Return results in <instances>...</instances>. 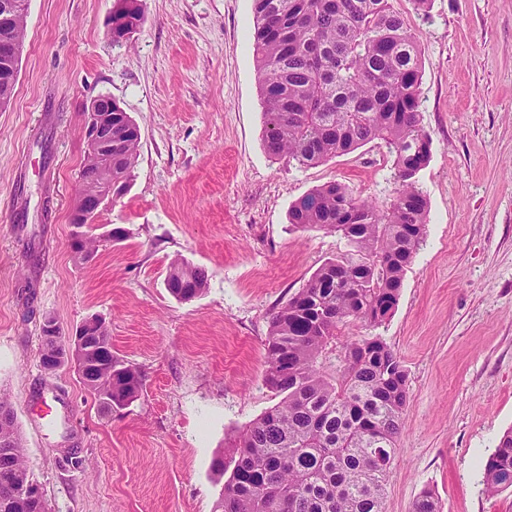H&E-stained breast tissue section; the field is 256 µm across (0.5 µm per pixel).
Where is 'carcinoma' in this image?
I'll use <instances>...</instances> for the list:
<instances>
[{
	"instance_id": "cac0c4a2",
	"label": "carcinoma",
	"mask_w": 512,
	"mask_h": 512,
	"mask_svg": "<svg viewBox=\"0 0 512 512\" xmlns=\"http://www.w3.org/2000/svg\"><path fill=\"white\" fill-rule=\"evenodd\" d=\"M9 38L25 41L26 0H18ZM253 37L264 109V149L300 168L378 141L392 157L395 189L384 205L331 181L289 209L295 229L318 228L343 240L273 315L264 382L279 402L214 460L227 474L215 512H383L408 401L401 357L379 336L351 338L393 313L404 276L426 233L428 199L417 176L430 158L420 121V50L388 0H253ZM143 19L141 0H120L112 43ZM140 146L127 113L112 104V186L125 191ZM80 175L100 185L106 172L86 153ZM206 270L169 267L165 285L180 301L205 288ZM109 332L74 347L81 382L103 414L137 399L142 372L118 357L106 362ZM0 504L35 484L8 398L0 396ZM486 489L512 488V429L483 465ZM411 512H440L430 491Z\"/></svg>"
}]
</instances>
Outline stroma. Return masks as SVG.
I'll use <instances>...</instances> for the list:
<instances>
[{
  "label": "stroma",
  "instance_id": "35a3bbf8",
  "mask_svg": "<svg viewBox=\"0 0 512 512\" xmlns=\"http://www.w3.org/2000/svg\"><path fill=\"white\" fill-rule=\"evenodd\" d=\"M389 3L421 50L431 154L418 175L426 236L376 330L409 391L384 512H411L426 489L441 512H512V489L482 482L512 428V0H432L425 14L413 0ZM116 5L29 2L0 111V393L49 512H214L224 487L214 459L277 402L264 383L270 318L341 246L337 234L294 229L291 204L330 181L388 202L392 161L375 142L307 169L265 153L253 0H142L121 45L109 33ZM99 95L141 139L127 191L99 218L100 231L124 236L86 262L69 247V211ZM175 261L207 271L196 298L168 292ZM92 315L145 376L140 396L107 417L73 364L47 371L39 360L45 318L68 337Z\"/></svg>",
  "mask_w": 512,
  "mask_h": 512
}]
</instances>
